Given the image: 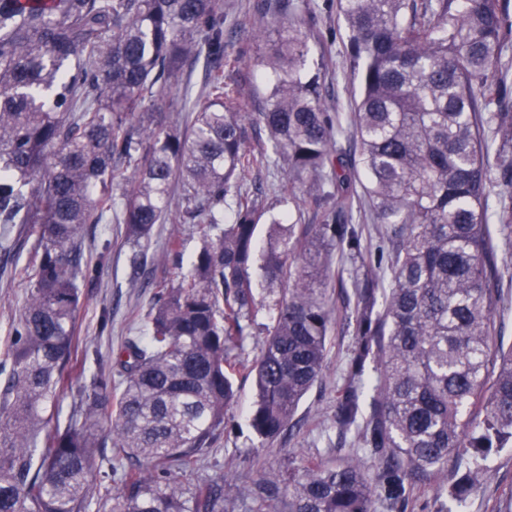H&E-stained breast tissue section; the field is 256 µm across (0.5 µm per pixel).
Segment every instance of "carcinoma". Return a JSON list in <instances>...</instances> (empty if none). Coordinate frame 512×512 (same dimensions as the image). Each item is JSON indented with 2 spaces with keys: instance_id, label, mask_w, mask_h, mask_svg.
<instances>
[{
  "instance_id": "1",
  "label": "carcinoma",
  "mask_w": 512,
  "mask_h": 512,
  "mask_svg": "<svg viewBox=\"0 0 512 512\" xmlns=\"http://www.w3.org/2000/svg\"><path fill=\"white\" fill-rule=\"evenodd\" d=\"M338 8L360 87L350 125L368 219L387 225L390 244L388 261L348 274L334 255L361 257L366 225L353 223L342 125L309 67L311 33L292 0L262 7L256 36L268 51L255 67L267 84L257 112L224 81L237 62L225 52L224 0H0V250L15 246L14 225L40 228L28 298L0 354V512H227L240 495L253 512H375L378 500L401 510L413 486L469 454L472 466L449 491L465 499L484 478L481 452L512 447V345L497 338L500 245L488 215L497 184L508 193L499 232L512 228V112L494 83L499 0ZM202 55L206 81L195 96L186 67ZM178 86L182 111L193 114L182 129L162 112ZM249 127L266 130L264 152L246 148ZM489 127L500 139L494 173ZM271 157L285 167L281 202L330 217L272 216L260 251L268 209L242 187ZM121 165L132 177L116 196ZM176 193L201 247L184 267L182 240L170 235L176 284H156L142 335L78 391L62 426L55 397L69 382L78 281L91 273L85 227L119 212L126 241L141 247ZM257 263L267 287L280 289L259 325ZM333 284L354 298V347L334 414L351 448L260 474L244 490L232 475L199 476L224 432L234 376L254 378L249 425L259 447L293 427L325 367ZM255 325L260 355L231 359L229 347L243 346ZM124 460L114 486L103 462Z\"/></svg>"
}]
</instances>
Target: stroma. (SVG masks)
Instances as JSON below:
<instances>
[{"instance_id":"1","label":"stroma","mask_w":512,"mask_h":512,"mask_svg":"<svg viewBox=\"0 0 512 512\" xmlns=\"http://www.w3.org/2000/svg\"><path fill=\"white\" fill-rule=\"evenodd\" d=\"M262 0H224V41L229 56H240L236 67L225 69L226 82L237 84L250 105L261 103L264 82L253 60L260 41L253 32L257 7ZM312 12L302 20L315 34L311 44L310 66L320 67L327 90L330 112L349 115L357 83L346 62L347 34L338 15L337 0H310ZM180 197H173L166 223L156 225L153 235L141 247L125 240L124 225L94 224L87 226L83 250L88 255L106 252L107 259L91 277L82 282L80 308L76 319L75 368L69 387L59 398V417L67 419L72 410L75 389L89 384L99 364H111L122 343L141 333L144 317L151 308L159 281H171L177 270L166 259L164 250L171 233L183 241V259L191 261L200 241L190 225L181 223ZM14 235L26 245L11 254L0 253V342L9 339L12 327L25 304L28 283L21 270L30 261L31 244L36 235L27 225L18 224ZM329 303L337 316L327 339V358L323 375L295 414L298 427L284 432L267 447H259L247 420L254 398L251 379L237 376L236 399L224 414V432L205 459L200 470L207 477L234 473L239 485H246L257 471H280L288 462L317 456L334 455L338 436L332 424L336 390L346 376L354 327L348 322L353 304L339 289L328 291ZM98 352L99 361H87L84 351ZM465 470L464 463L449 464L429 482L416 485L405 503L404 512H507L512 506V448L492 452L486 461V478L479 490L463 503L444 496Z\"/></svg>"}]
</instances>
